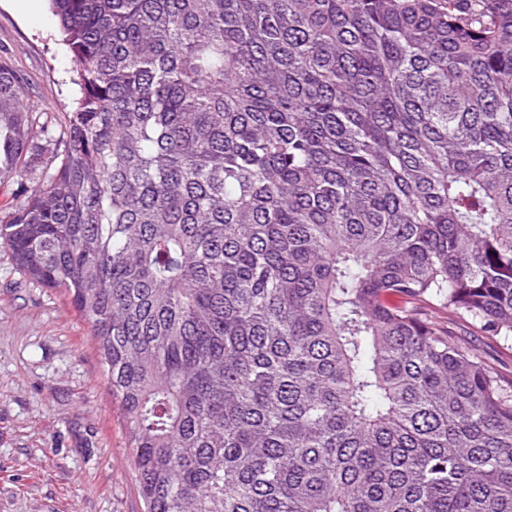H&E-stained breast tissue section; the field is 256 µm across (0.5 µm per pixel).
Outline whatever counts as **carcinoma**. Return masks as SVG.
<instances>
[{
  "instance_id": "carcinoma-1",
  "label": "carcinoma",
  "mask_w": 512,
  "mask_h": 512,
  "mask_svg": "<svg viewBox=\"0 0 512 512\" xmlns=\"http://www.w3.org/2000/svg\"><path fill=\"white\" fill-rule=\"evenodd\" d=\"M0 241L91 326L144 512H512V0H50ZM401 297L404 306L389 298ZM61 39L47 0H0V55L8 53L28 78L32 99L48 109L59 133L77 92L74 63ZM453 338H460L476 349L485 361L504 379H512V339L497 336H483L480 332L462 322L448 320L445 312L433 314Z\"/></svg>"
}]
</instances>
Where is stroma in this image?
Segmentation results:
<instances>
[{"label": "stroma", "instance_id": "35a3bbf8", "mask_svg": "<svg viewBox=\"0 0 512 512\" xmlns=\"http://www.w3.org/2000/svg\"><path fill=\"white\" fill-rule=\"evenodd\" d=\"M3 52L63 129L77 87L48 0H0ZM435 317L512 379V339ZM0 512H143L125 415L89 324L62 290L33 283L1 243Z\"/></svg>", "mask_w": 512, "mask_h": 512}]
</instances>
